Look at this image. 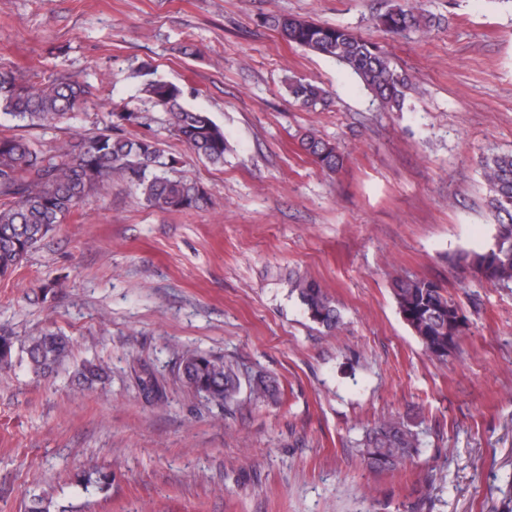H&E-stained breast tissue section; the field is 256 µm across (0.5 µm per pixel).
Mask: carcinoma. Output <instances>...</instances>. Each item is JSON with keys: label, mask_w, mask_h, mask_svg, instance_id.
Instances as JSON below:
<instances>
[{"label": "carcinoma", "mask_w": 512, "mask_h": 512, "mask_svg": "<svg viewBox=\"0 0 512 512\" xmlns=\"http://www.w3.org/2000/svg\"><path fill=\"white\" fill-rule=\"evenodd\" d=\"M381 31L406 35L427 33L440 26L436 15L423 7V0H397L374 18ZM263 23L277 30L288 42L332 58L349 69L372 93L380 108L400 112L411 88L409 74L397 69L391 57L376 43L347 28L303 18L271 14ZM149 62L137 72L147 77L141 92L169 114V124L198 156L213 165L224 164L228 141L224 128L206 113L181 103L183 90L154 77ZM288 95L305 109H327L333 100L325 89L291 80ZM93 96L92 86L66 75L37 85L20 81L14 73L0 70V111L40 125H53L77 110ZM300 147L323 170L336 173L345 156L337 146L313 132L304 134ZM163 150L149 137L136 140L112 135L105 129L91 137H77L54 150L21 137L0 134V277L12 273L63 219L89 195L118 175L131 183L146 205L161 212L198 208L208 200L203 186L192 180L171 179L163 168ZM483 177L488 187L489 206L496 224L492 244L482 252H462L459 263L488 283H512V154H494L485 160ZM290 294L304 307L312 322L328 332L337 330L341 313L321 283L307 275L289 281ZM392 294L404 321L422 349L437 360L455 352L470 331L468 317L434 279L400 277L392 283ZM29 368L44 374L61 366L70 355L67 336L48 330L23 347ZM14 340L0 333V369L13 364ZM177 378L193 391L219 406L237 401L240 375L224 357L187 350L178 358ZM100 365H85L78 381L93 384L103 378ZM267 376L247 378L249 399L254 403L279 400L280 386L269 387ZM365 466L375 472L402 471L415 463L420 440L405 421L383 417L360 440ZM85 486L103 490L112 484V473L102 469L82 478ZM53 501L46 492L31 495L25 512H51Z\"/></svg>", "instance_id": "1"}]
</instances>
